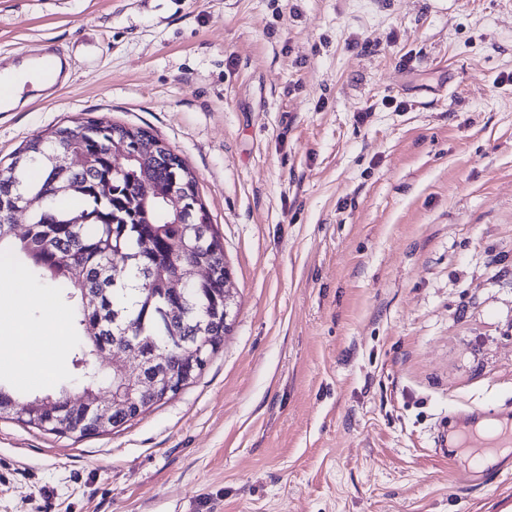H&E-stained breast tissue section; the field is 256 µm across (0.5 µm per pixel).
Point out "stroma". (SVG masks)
Wrapping results in <instances>:
<instances>
[{"mask_svg": "<svg viewBox=\"0 0 512 512\" xmlns=\"http://www.w3.org/2000/svg\"><path fill=\"white\" fill-rule=\"evenodd\" d=\"M0 112L148 129L194 173L236 305L176 395L101 435L0 420V512H480L452 413L512 412V0H0ZM11 62L14 70L0 71V112H17L26 100L47 102L73 80L71 59L55 43L22 50Z\"/></svg>", "mask_w": 512, "mask_h": 512, "instance_id": "1", "label": "stroma"}]
</instances>
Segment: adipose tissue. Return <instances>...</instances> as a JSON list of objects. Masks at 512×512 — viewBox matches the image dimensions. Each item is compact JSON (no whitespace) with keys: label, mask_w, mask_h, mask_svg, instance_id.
Returning <instances> with one entry per match:
<instances>
[{"label":"adipose tissue","mask_w":512,"mask_h":512,"mask_svg":"<svg viewBox=\"0 0 512 512\" xmlns=\"http://www.w3.org/2000/svg\"><path fill=\"white\" fill-rule=\"evenodd\" d=\"M22 302L13 305L7 316L11 338L7 345L12 355L19 380L26 381L35 376L58 374L64 369L65 338L68 317L55 301L46 299L43 293L33 291L30 286L22 288ZM38 302L42 308L41 323H33L28 316L29 302ZM29 335H37L43 345L53 352L51 361L36 360L24 343Z\"/></svg>","instance_id":"obj_1"}]
</instances>
